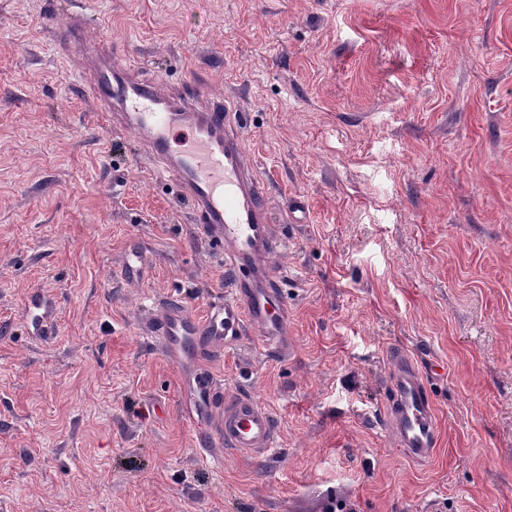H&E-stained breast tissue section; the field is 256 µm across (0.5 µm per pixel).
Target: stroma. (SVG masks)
Masks as SVG:
<instances>
[{
	"mask_svg": "<svg viewBox=\"0 0 512 512\" xmlns=\"http://www.w3.org/2000/svg\"><path fill=\"white\" fill-rule=\"evenodd\" d=\"M143 76L249 114L246 149L303 224L276 259L295 342L211 366L274 413L275 449L203 460L182 370L140 331L224 293V253L114 132L55 40L66 16ZM153 262L117 277L130 239ZM57 333L28 336L31 292ZM412 358L439 443L377 415ZM512 512V0H0V512Z\"/></svg>",
	"mask_w": 512,
	"mask_h": 512,
	"instance_id": "obj_1",
	"label": "stroma"
}]
</instances>
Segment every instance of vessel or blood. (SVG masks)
<instances>
[{
    "label": "vessel or blood",
    "instance_id": "b4317fda",
    "mask_svg": "<svg viewBox=\"0 0 512 512\" xmlns=\"http://www.w3.org/2000/svg\"><path fill=\"white\" fill-rule=\"evenodd\" d=\"M88 32L85 15L70 14L58 40L60 51L88 71L90 94L113 128L133 133L142 154L189 202L197 237L223 244L231 273L223 296L211 300L205 314L172 301L148 319L144 333L164 356L190 368L181 393L195 448L210 457L224 448L267 453L276 443L273 413L246 394L225 399L209 364L252 328L278 353L294 347L282 280L270 265L282 241L272 221L269 188L247 156V114L202 88L144 78L122 50L90 41ZM127 250L120 276L143 279L146 261L139 243L129 241ZM23 316L29 336L52 338L55 318L43 294L28 296ZM214 415L216 426L202 429ZM380 420L406 456L431 457L437 445L434 402L408 356L391 362L390 396Z\"/></svg>",
    "mask_w": 512,
    "mask_h": 512
}]
</instances>
